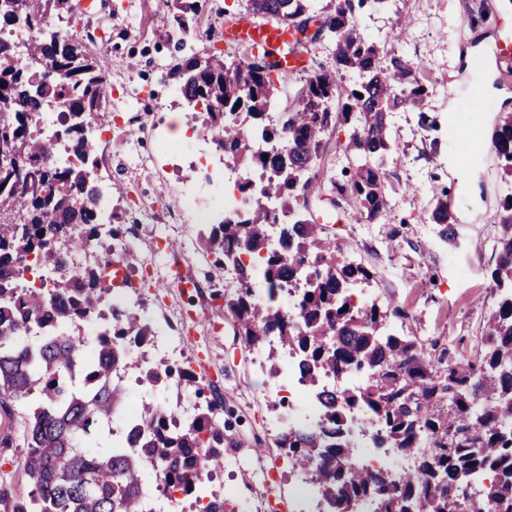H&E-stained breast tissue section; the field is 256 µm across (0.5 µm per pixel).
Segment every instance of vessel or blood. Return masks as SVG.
I'll list each match as a JSON object with an SVG mask.
<instances>
[{"label":"vessel or blood","instance_id":"obj_1","mask_svg":"<svg viewBox=\"0 0 512 512\" xmlns=\"http://www.w3.org/2000/svg\"><path fill=\"white\" fill-rule=\"evenodd\" d=\"M295 32L293 28L276 25L270 22H260L248 15L240 16L224 28V41L228 44L247 46L252 53L278 50L277 62L281 70L303 73L308 68L304 54L288 52L287 47L293 43Z\"/></svg>","mask_w":512,"mask_h":512}]
</instances>
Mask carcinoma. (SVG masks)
I'll list each match as a JSON object with an SVG mask.
<instances>
[{
    "mask_svg": "<svg viewBox=\"0 0 512 512\" xmlns=\"http://www.w3.org/2000/svg\"><path fill=\"white\" fill-rule=\"evenodd\" d=\"M316 2L247 0L254 14L294 28L299 38L288 51L320 33L332 45L334 69H311L296 109L275 120L279 69L270 52L234 61L185 58L181 40L167 71L187 104L205 105L224 156L261 182L257 197L253 180L238 183L248 208L224 214L204 238L206 251L239 271V292L226 300L224 314L248 345L273 337L269 356L290 352L304 361L305 384L326 423L319 431L288 429L278 446L333 512H355L366 500L379 512H398L399 500L413 512H512V193L497 214L491 280L501 299L481 337L483 350L473 359L450 354L436 370L423 345L392 333L397 309L356 306L352 290L372 272L343 260V248L323 237L307 210L324 137L349 123L348 166L323 193L334 206L353 204L369 222L385 209L378 161L394 148L390 114L429 97L417 77L420 63L381 55L379 39L360 26L364 13L392 0H335L320 11ZM71 11V0H0V151L11 155L0 166V397L27 406L22 474L30 487L13 512H153L146 501L153 489L189 496L224 468V427L210 420L209 407L170 427L167 406L139 401L114 382L116 369H136L160 388L173 370L142 367L136 350L151 325L138 307L109 304L111 288L98 266L69 269L72 256L99 237L100 190L91 182L97 157L87 153L85 136L98 126L105 97L102 69L84 43L91 35L64 36L57 28ZM22 26L41 33L27 57L16 58L3 36ZM339 76L349 84L341 86ZM48 104L61 107L63 133L52 137L32 125ZM492 146L512 178L511 112L500 118ZM431 220L443 241L454 240L448 201L437 199ZM274 224L291 242L286 251L268 249ZM254 265L267 289L262 302L252 294ZM35 267L54 272L50 287H20ZM288 299L295 319L282 308ZM106 312L111 322L94 343L71 335V326ZM355 371L364 374L358 385L336 390L323 382ZM353 409L378 422L385 447L412 459L411 468L395 476L353 464L343 434L345 412ZM123 412L140 419L126 440L112 437L111 424ZM474 474L487 479L477 494L464 483Z\"/></svg>",
    "mask_w": 512,
    "mask_h": 512,
    "instance_id": "1",
    "label": "carcinoma"
}]
</instances>
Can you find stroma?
Segmentation results:
<instances>
[{
  "label": "stroma",
  "instance_id": "stroma-1",
  "mask_svg": "<svg viewBox=\"0 0 512 512\" xmlns=\"http://www.w3.org/2000/svg\"><path fill=\"white\" fill-rule=\"evenodd\" d=\"M82 24L95 38L94 49L106 77V91L119 108L104 113L112 131L99 148L101 163L94 174L104 190L122 184L113 194L112 212L122 232V248L107 252L101 245L83 254L84 263L120 259L124 250L138 253L130 273L145 294L169 277L178 265L191 275L196 289L163 288L152 328L173 330L182 325L186 358L210 373L201 398L188 399L190 408L220 392L228 409L224 433V469L215 491L224 492V512H256L263 498L262 483L243 472L275 468L284 512H296L295 473L277 440L288 410L272 392L271 373L281 359L267 349L247 346L224 300L233 289L224 285V267L204 249L205 224H193L177 206L185 188L198 184L201 204L210 196L200 187L193 145L207 132L203 106L192 107L171 93L159 63L169 60L174 43L186 39L197 54L217 49L229 59L242 48L224 43L225 21L245 13L246 0H206L181 35L172 20V0H72ZM408 26L398 27L397 16ZM363 26L381 42L383 52L397 51L419 60V78L430 97L425 112L408 107L390 117L394 150L380 164L387 206L374 222L357 217L353 206L336 210V223L325 235L344 243L347 259L371 269L370 285L356 288V304L378 301L399 309L400 335L422 343L431 359L449 345L475 355L499 293L491 287L495 265L491 243L500 227L496 214L501 198L512 190L505 181L491 145V134L502 113L512 111V62L502 61L497 43L512 29V0H397L394 9L365 17ZM488 107L474 111V99ZM179 116L186 133V151L166 150L172 116ZM435 119L424 126L422 116ZM484 146L480 161H471V142ZM446 191L456 217L455 240L437 235L430 220L433 194ZM174 252H167L168 243ZM24 416L21 403L0 399V512H12L16 497L28 485L20 477L26 453L19 434Z\"/></svg>",
  "mask_w": 512,
  "mask_h": 512
}]
</instances>
